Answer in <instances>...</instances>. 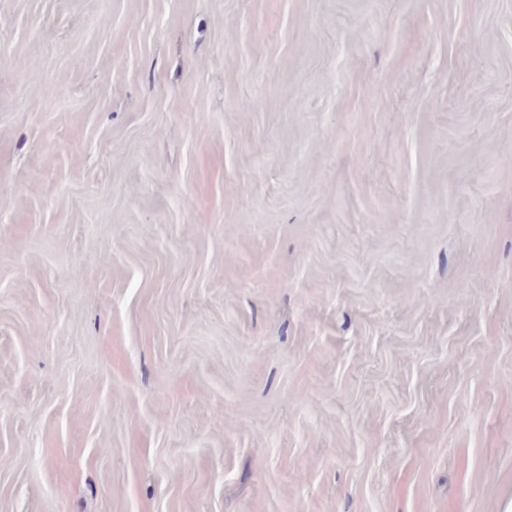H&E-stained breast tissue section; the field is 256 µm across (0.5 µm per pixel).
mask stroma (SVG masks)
Listing matches in <instances>:
<instances>
[{"label":"stroma","mask_w":512,"mask_h":512,"mask_svg":"<svg viewBox=\"0 0 512 512\" xmlns=\"http://www.w3.org/2000/svg\"><path fill=\"white\" fill-rule=\"evenodd\" d=\"M1 240L0 512L512 500V0H0Z\"/></svg>","instance_id":"35a3bbf8"}]
</instances>
